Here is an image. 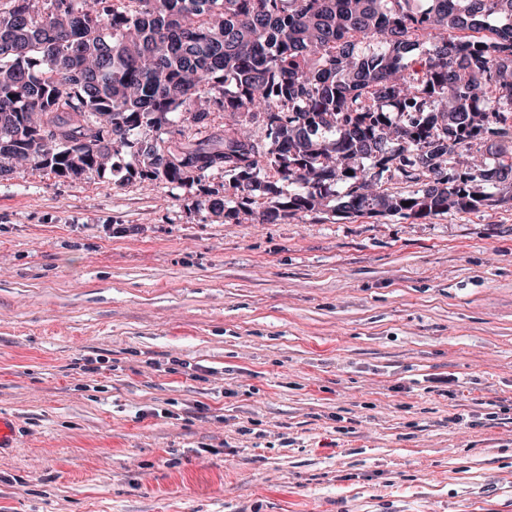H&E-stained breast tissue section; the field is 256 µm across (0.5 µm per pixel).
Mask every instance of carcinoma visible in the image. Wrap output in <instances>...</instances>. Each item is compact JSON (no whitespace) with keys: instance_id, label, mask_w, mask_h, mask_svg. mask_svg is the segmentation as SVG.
Returning a JSON list of instances; mask_svg holds the SVG:
<instances>
[{"instance_id":"carcinoma-1","label":"carcinoma","mask_w":512,"mask_h":512,"mask_svg":"<svg viewBox=\"0 0 512 512\" xmlns=\"http://www.w3.org/2000/svg\"><path fill=\"white\" fill-rule=\"evenodd\" d=\"M38 3L0 0V169L222 170L258 224L512 206V0Z\"/></svg>"}]
</instances>
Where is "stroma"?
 Instances as JSON below:
<instances>
[{
    "instance_id": "35a3bbf8",
    "label": "stroma",
    "mask_w": 512,
    "mask_h": 512,
    "mask_svg": "<svg viewBox=\"0 0 512 512\" xmlns=\"http://www.w3.org/2000/svg\"><path fill=\"white\" fill-rule=\"evenodd\" d=\"M223 189L0 176V512H512V206Z\"/></svg>"
}]
</instances>
